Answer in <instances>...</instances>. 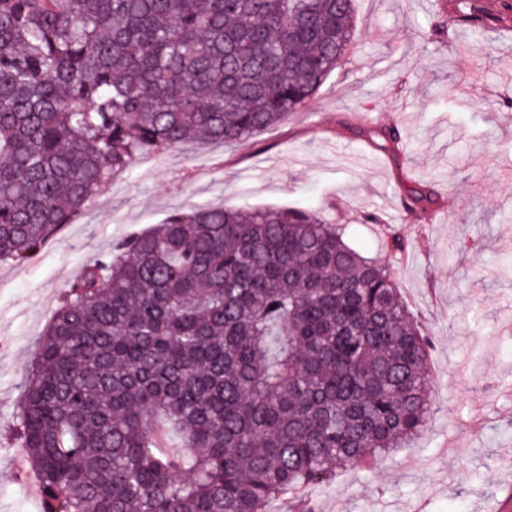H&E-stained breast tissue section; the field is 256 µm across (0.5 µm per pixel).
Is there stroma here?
<instances>
[{
  "mask_svg": "<svg viewBox=\"0 0 512 512\" xmlns=\"http://www.w3.org/2000/svg\"><path fill=\"white\" fill-rule=\"evenodd\" d=\"M439 0H358L350 48L304 108L232 145L143 153L34 254L0 262V512H43L13 468L25 371L90 260L208 205L315 211L386 264L432 336L422 432L369 469L337 471L269 512H503L512 502V12L474 51L468 24L432 34ZM398 126L399 159L377 132ZM434 211L407 209L415 182ZM403 254L388 252L387 234Z\"/></svg>",
  "mask_w": 512,
  "mask_h": 512,
  "instance_id": "1",
  "label": "stroma"
}]
</instances>
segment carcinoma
Masks as SVG:
<instances>
[{"mask_svg": "<svg viewBox=\"0 0 512 512\" xmlns=\"http://www.w3.org/2000/svg\"><path fill=\"white\" fill-rule=\"evenodd\" d=\"M440 13L489 44L474 0ZM354 27L355 0H0V261L142 149L229 145L303 108ZM380 137L399 148L396 126ZM435 196L408 190L410 211ZM433 344L342 225L200 208L76 274L11 431L45 512H267L421 432Z\"/></svg>", "mask_w": 512, "mask_h": 512, "instance_id": "obj_1", "label": "carcinoma"}]
</instances>
